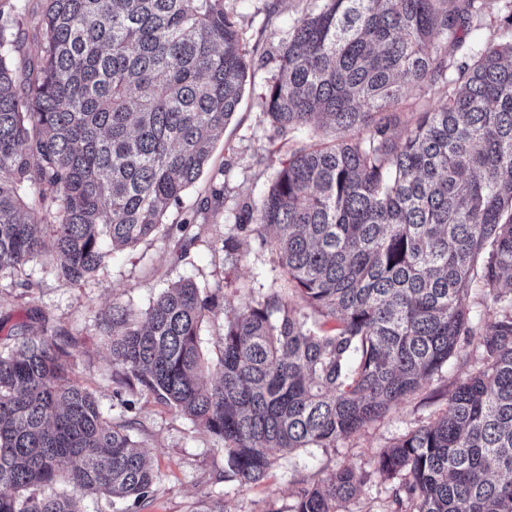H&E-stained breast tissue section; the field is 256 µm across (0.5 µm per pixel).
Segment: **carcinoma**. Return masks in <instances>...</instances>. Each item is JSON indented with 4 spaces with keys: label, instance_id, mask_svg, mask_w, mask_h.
Wrapping results in <instances>:
<instances>
[{
    "label": "carcinoma",
    "instance_id": "cac0c4a2",
    "mask_svg": "<svg viewBox=\"0 0 512 512\" xmlns=\"http://www.w3.org/2000/svg\"><path fill=\"white\" fill-rule=\"evenodd\" d=\"M481 0H316L283 43L264 100L280 135L352 136L279 162L240 229L274 255L275 288L224 320L204 387L191 280L100 328L113 394H145L224 442V473L263 481L277 454L335 448L448 362L467 367L435 422L374 459L393 512H512V39L466 44ZM37 72L0 23V271L42 255L29 199L59 202L56 272L74 283L154 235L236 113L246 44L224 0H43ZM444 103L398 130L405 84ZM176 226L182 257L196 236ZM496 312L477 327L473 284ZM330 329H325V326ZM0 350V512H138L159 476L88 389L40 312ZM476 342L471 352L464 346ZM371 473L339 468L293 512H337ZM62 480L72 493L37 490Z\"/></svg>",
    "mask_w": 512,
    "mask_h": 512
}]
</instances>
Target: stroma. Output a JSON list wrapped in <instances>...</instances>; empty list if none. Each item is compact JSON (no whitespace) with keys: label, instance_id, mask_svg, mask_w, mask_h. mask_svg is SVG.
Returning <instances> with one entry per match:
<instances>
[{"label":"stroma","instance_id":"stroma-1","mask_svg":"<svg viewBox=\"0 0 512 512\" xmlns=\"http://www.w3.org/2000/svg\"><path fill=\"white\" fill-rule=\"evenodd\" d=\"M315 0H224L232 10L252 56L241 103L196 184L183 203L170 207L165 229L154 238L113 254L89 278L72 283L52 270L43 256L17 269L0 272V318H24L28 309L41 310L52 329L74 337L66 363L70 378L93 391L108 419L121 413L112 396V363L97 323L113 303L145 310L168 283L190 279L215 295L216 306L200 328L201 348L216 363L222 347L224 315L261 299L272 281V254L249 233H235L234 220L242 202L259 203L273 180L279 152L309 144L301 134L275 136L266 115L263 94L276 76L281 43L295 21ZM41 0H0V18L18 35L17 63L37 54V18ZM224 192L218 220H211L201 204L213 190ZM190 221L196 240L183 260H175L174 240L167 228ZM236 234L238 248L224 249V237ZM462 364L443 367L421 390L405 397L383 419L372 423L334 448H306L280 456L267 479L243 487L233 478L221 479L224 444L203 428L153 399L136 396L140 422L133 436L152 458L159 482L143 512H193L199 499H224V512H292L294 491L303 482H318L332 470L371 469L381 449L394 445L408 432L434 422L448 409V395ZM391 481L380 477L362 486L340 512H389Z\"/></svg>","mask_w":512,"mask_h":512}]
</instances>
